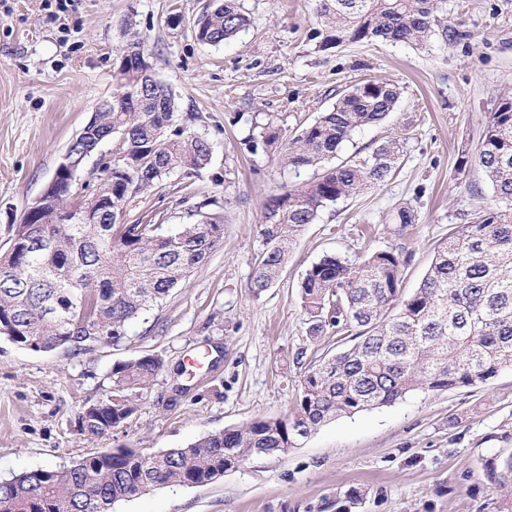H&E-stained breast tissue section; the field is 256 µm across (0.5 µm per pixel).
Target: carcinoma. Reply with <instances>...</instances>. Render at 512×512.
<instances>
[{
	"instance_id": "obj_1",
	"label": "carcinoma",
	"mask_w": 512,
	"mask_h": 512,
	"mask_svg": "<svg viewBox=\"0 0 512 512\" xmlns=\"http://www.w3.org/2000/svg\"><path fill=\"white\" fill-rule=\"evenodd\" d=\"M437 0H316L323 51L381 39L422 44L438 19ZM247 24L237 0H217L195 24L196 38L219 46ZM111 104L94 113L72 162L105 139L117 142L88 195H68L44 210L51 244L26 258L0 255V338L40 352L117 345L129 324L161 304L224 238L222 217L203 215L167 237L153 224L112 228L134 196L162 177H194L211 160L203 133L176 123V96L159 80L143 43L132 35L113 70ZM400 98L398 85L368 80L338 93L335 103L284 145L285 168H318L314 180L269 197L261 224L263 249L250 286L257 295L276 282L291 246L307 224L339 200L383 183L401 164L400 142L389 139L362 161L331 164L341 145L385 122ZM281 133L247 136L252 151ZM478 165L507 206L479 209L437 251L409 296L400 284L409 253L382 249L363 261L326 256L307 269L301 307L308 335L330 330L354 343L309 369L293 411L237 429L211 432L184 448L133 456L129 448L89 453L64 468L0 480V512H112L121 500L178 483L201 486L244 457L286 454L298 440L342 415L391 404L412 391H447L491 379L512 366V99H502L485 124ZM112 199V212L97 211ZM163 360L144 355L112 367L117 394L85 407L82 429L99 436L126 423L136 407L123 391L144 389ZM490 482L512 480V448L485 464Z\"/></svg>"
}]
</instances>
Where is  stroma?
Instances as JSON below:
<instances>
[{
  "instance_id": "35a3bbf8",
  "label": "stroma",
  "mask_w": 512,
  "mask_h": 512,
  "mask_svg": "<svg viewBox=\"0 0 512 512\" xmlns=\"http://www.w3.org/2000/svg\"><path fill=\"white\" fill-rule=\"evenodd\" d=\"M209 0H0V254L13 225L44 193L69 141L112 94L113 69L137 32L157 76L177 94V117L213 144L200 176L164 177L135 196L124 224L160 215L162 235L195 222L211 200L224 238L190 277L141 315L117 345L34 352L0 340V479L71 465L105 448L155 453L213 431L289 414L314 361L344 346L336 333L307 335L300 285L323 256L352 262L405 247L401 289L411 294L436 252L480 208L502 202L477 161L485 120L512 97V0H440L451 37L425 44L375 40L319 50L314 0H240L249 24L220 46L194 23ZM391 80L401 98L386 123L357 131L338 160L364 157L388 138L403 150L399 171L365 194L328 206L306 225L277 282L254 294L268 196L296 188L312 170L291 171L279 146L250 151L252 124L294 131L336 100L337 90ZM415 222L400 228L398 206ZM220 348L216 368L204 357ZM145 354L163 368L128 390L136 414L101 436L84 433V406L113 393L112 367ZM194 378L174 391V369ZM512 448V368L476 385L413 391L387 406L328 421L287 454L247 459L204 486L176 483L120 501L112 512H326L357 490L352 512H497L512 483L491 484L484 462Z\"/></svg>"
}]
</instances>
